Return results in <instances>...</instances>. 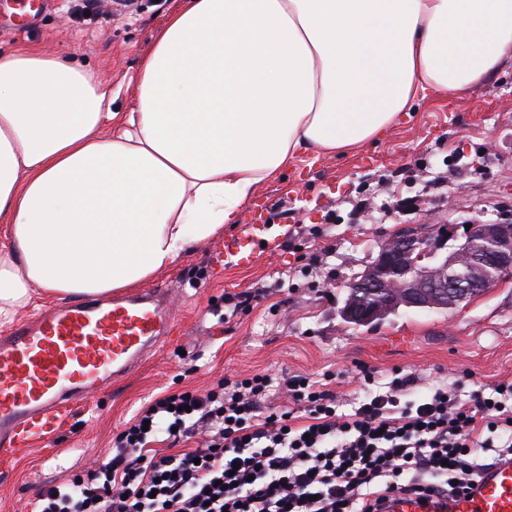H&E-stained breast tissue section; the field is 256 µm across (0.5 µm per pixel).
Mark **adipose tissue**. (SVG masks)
<instances>
[{
    "mask_svg": "<svg viewBox=\"0 0 512 512\" xmlns=\"http://www.w3.org/2000/svg\"><path fill=\"white\" fill-rule=\"evenodd\" d=\"M508 59L512 0H185L122 117L68 58L0 52V326L38 291L137 287L303 152L380 141Z\"/></svg>",
    "mask_w": 512,
    "mask_h": 512,
    "instance_id": "adipose-tissue-1",
    "label": "adipose tissue"
}]
</instances>
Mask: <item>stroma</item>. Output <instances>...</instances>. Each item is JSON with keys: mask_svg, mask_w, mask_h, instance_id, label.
I'll list each match as a JSON object with an SVG mask.
<instances>
[{"mask_svg": "<svg viewBox=\"0 0 512 512\" xmlns=\"http://www.w3.org/2000/svg\"><path fill=\"white\" fill-rule=\"evenodd\" d=\"M138 4L132 14L86 16L80 0H41L25 22L23 0H0V51L70 55L110 80L114 111H135L140 61L182 0ZM258 194L266 226L284 227V235L255 264L234 266L221 252L243 227L225 226L145 282L169 291L172 340L142 369L91 394L57 436L0 461V512H31L42 487L103 458L113 435L164 391H204L259 372H333L347 403L358 389L347 375L359 364L387 381L414 372L411 399L454 380L467 392L512 381V276L453 311L402 309L366 326L341 316L348 284L398 228L443 224L460 240L473 218L512 221L511 65L459 100H421L384 142L342 157L302 154ZM251 288L265 294L252 312L220 321L225 294ZM401 333L411 345L374 351L375 341Z\"/></svg>", "mask_w": 512, "mask_h": 512, "instance_id": "1", "label": "stroma"}]
</instances>
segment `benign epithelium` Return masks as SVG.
Segmentation results:
<instances>
[{"label": "benign epithelium", "mask_w": 512, "mask_h": 512, "mask_svg": "<svg viewBox=\"0 0 512 512\" xmlns=\"http://www.w3.org/2000/svg\"><path fill=\"white\" fill-rule=\"evenodd\" d=\"M446 225L419 224L379 246L366 277L351 284L366 288L371 303L345 308L356 325L381 321L404 308L446 310L483 293L491 277L512 272V222L474 219L464 240L447 244Z\"/></svg>", "instance_id": "obj_1"}]
</instances>
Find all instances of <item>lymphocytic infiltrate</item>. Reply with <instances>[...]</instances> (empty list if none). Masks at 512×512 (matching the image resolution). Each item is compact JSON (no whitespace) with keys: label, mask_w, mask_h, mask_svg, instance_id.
<instances>
[{"label":"lymphocytic infiltrate","mask_w":512,"mask_h":512,"mask_svg":"<svg viewBox=\"0 0 512 512\" xmlns=\"http://www.w3.org/2000/svg\"><path fill=\"white\" fill-rule=\"evenodd\" d=\"M361 374L364 397L348 414L328 375L227 376L156 396L94 469L42 488L33 512H380L393 493H459L483 452L512 459V381L404 403L412 375L381 390ZM273 390L282 405L268 406ZM161 435L178 451L154 453Z\"/></svg>","instance_id":"obj_1"}]
</instances>
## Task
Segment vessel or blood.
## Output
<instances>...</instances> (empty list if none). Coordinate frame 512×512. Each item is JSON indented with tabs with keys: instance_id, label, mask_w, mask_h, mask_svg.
Here are the masks:
<instances>
[{
	"instance_id": "1",
	"label": "vessel or blood",
	"mask_w": 512,
	"mask_h": 512,
	"mask_svg": "<svg viewBox=\"0 0 512 512\" xmlns=\"http://www.w3.org/2000/svg\"><path fill=\"white\" fill-rule=\"evenodd\" d=\"M175 328L167 295L144 292L56 305L0 334V458L51 439L112 377L140 367ZM385 512H512V459L458 497H392Z\"/></svg>"
}]
</instances>
